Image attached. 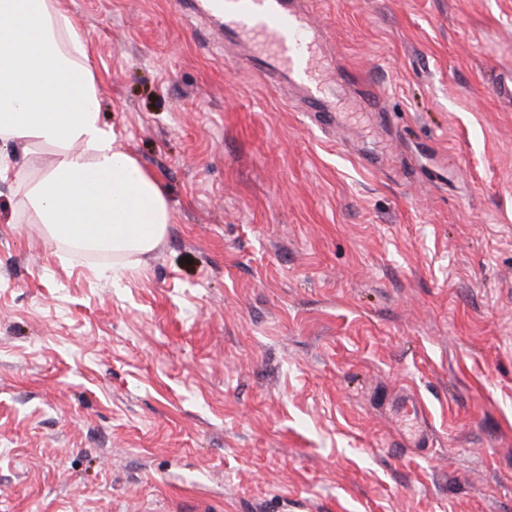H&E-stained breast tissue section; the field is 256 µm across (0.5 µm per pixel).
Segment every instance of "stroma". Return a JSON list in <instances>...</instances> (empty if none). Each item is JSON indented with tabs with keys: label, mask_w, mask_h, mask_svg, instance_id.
<instances>
[{
	"label": "stroma",
	"mask_w": 512,
	"mask_h": 512,
	"mask_svg": "<svg viewBox=\"0 0 512 512\" xmlns=\"http://www.w3.org/2000/svg\"><path fill=\"white\" fill-rule=\"evenodd\" d=\"M58 6L174 220L116 279L0 184V512H512V0H317L330 122L175 0Z\"/></svg>",
	"instance_id": "35a3bbf8"
}]
</instances>
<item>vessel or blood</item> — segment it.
<instances>
[{"instance_id": "obj_1", "label": "vessel or blood", "mask_w": 512, "mask_h": 512, "mask_svg": "<svg viewBox=\"0 0 512 512\" xmlns=\"http://www.w3.org/2000/svg\"><path fill=\"white\" fill-rule=\"evenodd\" d=\"M308 0H207L205 13L246 68L263 75L287 70L305 90L308 111H321L325 82L318 41L308 24Z\"/></svg>"}]
</instances>
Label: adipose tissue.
I'll use <instances>...</instances> for the list:
<instances>
[{
	"label": "adipose tissue",
	"mask_w": 512,
	"mask_h": 512,
	"mask_svg": "<svg viewBox=\"0 0 512 512\" xmlns=\"http://www.w3.org/2000/svg\"><path fill=\"white\" fill-rule=\"evenodd\" d=\"M58 150L49 167L14 164L10 148ZM24 191L29 223L50 240L112 254L120 276L153 250L174 213L156 176L117 144L77 20L54 0H0V183Z\"/></svg>",
	"instance_id": "adipose-tissue-1"
}]
</instances>
